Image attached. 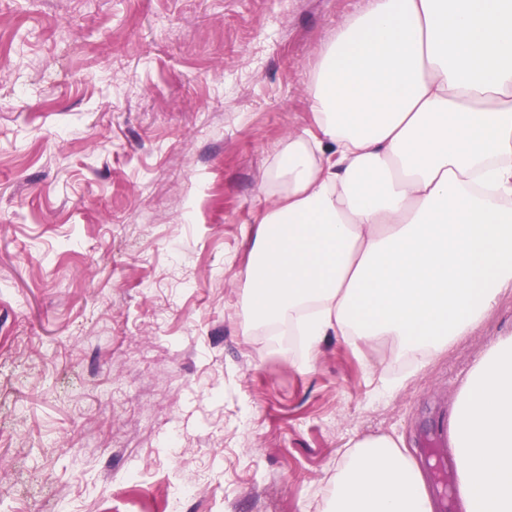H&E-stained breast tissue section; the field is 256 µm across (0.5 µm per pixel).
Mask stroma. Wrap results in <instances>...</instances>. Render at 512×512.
<instances>
[{"label": "stroma", "instance_id": "35a3bbf8", "mask_svg": "<svg viewBox=\"0 0 512 512\" xmlns=\"http://www.w3.org/2000/svg\"><path fill=\"white\" fill-rule=\"evenodd\" d=\"M364 0H0V512H323L350 438L424 461L512 292L418 361L254 323L263 176Z\"/></svg>", "mask_w": 512, "mask_h": 512}]
</instances>
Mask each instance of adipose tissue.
Wrapping results in <instances>:
<instances>
[{
  "label": "adipose tissue",
  "mask_w": 512,
  "mask_h": 512,
  "mask_svg": "<svg viewBox=\"0 0 512 512\" xmlns=\"http://www.w3.org/2000/svg\"><path fill=\"white\" fill-rule=\"evenodd\" d=\"M312 124L265 176L252 320L314 353L391 338L436 355L512 288V0H366L312 76ZM449 446L465 512H512V333L457 393ZM388 435L350 440L324 512H434Z\"/></svg>",
  "instance_id": "ef3b65f1"
}]
</instances>
